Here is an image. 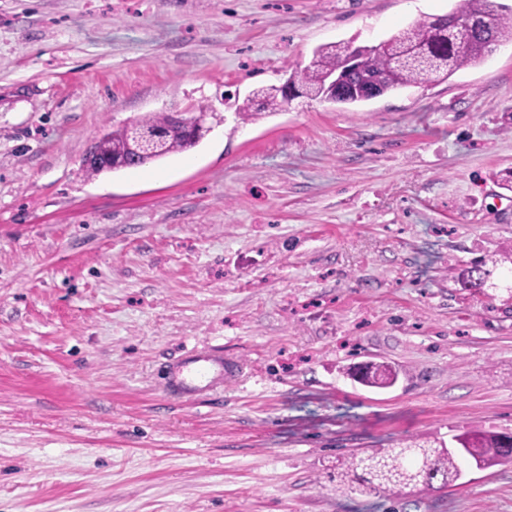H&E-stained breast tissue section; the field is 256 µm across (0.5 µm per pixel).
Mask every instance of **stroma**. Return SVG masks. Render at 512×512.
<instances>
[{
  "label": "stroma",
  "instance_id": "stroma-1",
  "mask_svg": "<svg viewBox=\"0 0 512 512\" xmlns=\"http://www.w3.org/2000/svg\"><path fill=\"white\" fill-rule=\"evenodd\" d=\"M462 0H0V512H512V461L343 493L336 464L512 432V43L448 80L242 121L314 49ZM206 108L88 176L102 131ZM239 374L167 396L196 346ZM385 361L397 383L353 382ZM485 262L477 261L474 264L462 270L457 275V281L464 288H483L490 276V270L484 269Z\"/></svg>",
  "mask_w": 512,
  "mask_h": 512
}]
</instances>
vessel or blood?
I'll return each instance as SVG.
<instances>
[{"instance_id": "obj_1", "label": "vessel or blood", "mask_w": 512, "mask_h": 512, "mask_svg": "<svg viewBox=\"0 0 512 512\" xmlns=\"http://www.w3.org/2000/svg\"><path fill=\"white\" fill-rule=\"evenodd\" d=\"M234 370V363L225 359L222 352L191 349L165 365L163 376L171 393L192 399L222 388Z\"/></svg>"}]
</instances>
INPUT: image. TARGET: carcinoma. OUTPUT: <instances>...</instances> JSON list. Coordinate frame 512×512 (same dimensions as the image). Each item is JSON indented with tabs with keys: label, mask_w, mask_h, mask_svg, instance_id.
<instances>
[{
	"label": "carcinoma",
	"mask_w": 512,
	"mask_h": 512,
	"mask_svg": "<svg viewBox=\"0 0 512 512\" xmlns=\"http://www.w3.org/2000/svg\"><path fill=\"white\" fill-rule=\"evenodd\" d=\"M494 12L491 26L479 22ZM512 42V7L496 0H463L460 7L446 16L417 21L379 46L356 45L338 41L317 47L310 64L293 69L288 84L307 99H321L338 104H357L363 98L351 93L364 83L378 86L379 94L410 87L424 79L446 80L458 70L480 64L490 46ZM353 57L354 67L346 75L345 93L333 91L327 84L328 74L339 69L347 57ZM287 104L280 88L270 86L253 90L237 108L242 119L248 120L261 112H277ZM138 133L155 136L152 152L137 155L131 147ZM200 138L189 133L171 112H151L130 123L105 132L97 138L94 149L98 163H85L89 176L128 168L135 161L144 166L175 153L194 148ZM490 271L484 261H477L457 275L465 288L485 286ZM398 373L385 362H370L360 371L358 382L375 388H388L396 383ZM506 435L487 431L455 437L465 455L460 457L446 448L421 444L389 448L366 456H351L341 473L342 491L354 490L353 483L361 480L377 493L396 488L432 487L434 480L448 481L467 460L484 466L505 458L503 440Z\"/></svg>",
	"instance_id": "obj_1"
}]
</instances>
